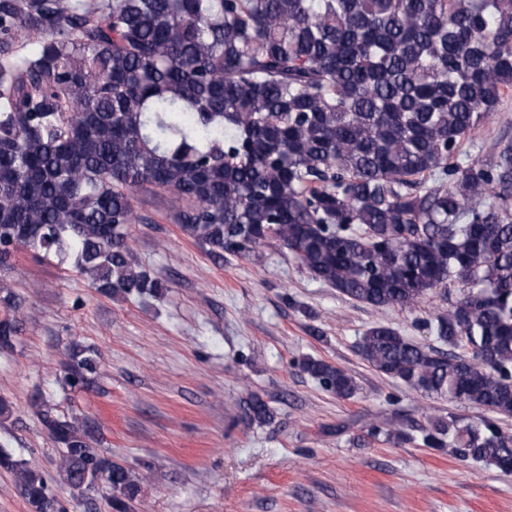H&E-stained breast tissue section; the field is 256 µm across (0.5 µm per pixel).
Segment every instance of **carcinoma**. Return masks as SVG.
I'll return each mask as SVG.
<instances>
[{"mask_svg": "<svg viewBox=\"0 0 512 512\" xmlns=\"http://www.w3.org/2000/svg\"><path fill=\"white\" fill-rule=\"evenodd\" d=\"M34 48L19 53V42ZM512 94V0H0V266L21 250L70 264L97 293L156 296L135 265L134 200L161 191L214 257L271 242L312 278L375 308L457 288L424 346L388 325L358 354L453 413L415 437L512 472V139L464 149ZM0 350L22 331L0 282ZM60 381L88 390L95 351L75 344ZM303 372L349 399L356 381L308 358ZM248 422L270 418L252 399ZM70 486L108 475L132 512V472L90 446L86 418L39 411ZM31 512H66L38 466L0 446Z\"/></svg>", "mask_w": 512, "mask_h": 512, "instance_id": "carcinoma-1", "label": "carcinoma"}]
</instances>
